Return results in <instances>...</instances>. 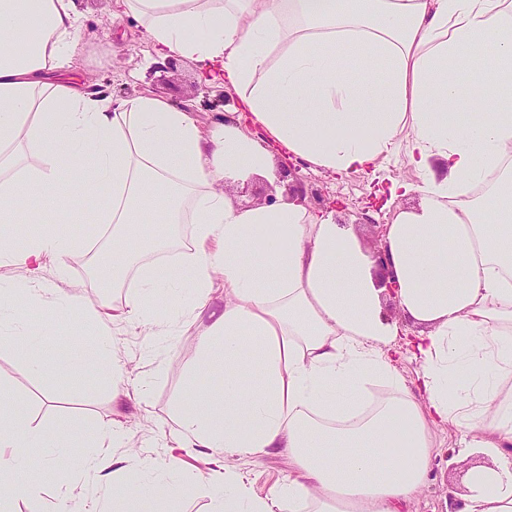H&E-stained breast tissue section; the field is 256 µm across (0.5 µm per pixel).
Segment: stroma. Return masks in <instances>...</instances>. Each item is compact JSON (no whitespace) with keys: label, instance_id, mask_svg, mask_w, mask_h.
Returning <instances> with one entry per match:
<instances>
[{"label":"stroma","instance_id":"obj_1","mask_svg":"<svg viewBox=\"0 0 512 512\" xmlns=\"http://www.w3.org/2000/svg\"><path fill=\"white\" fill-rule=\"evenodd\" d=\"M110 4L111 0H77L82 15L79 52L70 68L62 70V78L96 82L116 98L140 93L157 95L174 105L192 107L206 126L220 125L232 118L239 97L231 86L206 79L199 64L176 55L171 56L168 66L158 67L153 45L140 23L130 17L109 21ZM297 177L307 190V207L317 213L331 212L337 223L356 224L361 243L369 251L378 244L385 224L391 223L397 212L417 203L413 194L390 197L393 181L420 180L418 172L401 153L379 168L349 175L323 171L304 162ZM293 180L278 168L269 179L254 176L225 182L224 190L240 204L252 206L268 194L287 195ZM375 192L384 197L382 207L374 214L375 222L360 223L361 213ZM335 200L343 202V209H330V202ZM36 205L43 213V230L87 243L86 248L65 258L64 269L47 264L41 272L42 288L77 295L96 307L125 310L132 288L109 293L98 288L94 278L95 264L104 254L111 234L110 228L95 223L92 218L96 203H89L88 216L69 222L60 217L49 198H39ZM208 323V317L203 316L194 324L184 326L156 370L141 361L146 341L144 328L127 320L111 323V338L129 370L153 375L151 392L146 397L139 394L132 379L112 386L93 374L73 379L48 370L33 373L6 346H0V385L12 391L19 408L34 423L83 420L92 427H114L123 431L127 445L141 449L143 458L175 461L178 467L199 478L209 472L211 464L207 458L175 450L169 413L174 397H182L185 406L194 404L193 397L184 390L183 375L196 359L198 343ZM84 454V449H71L58 459L55 467L48 469L42 464L40 451H29L27 471L38 500L19 502L18 512H50L62 483L83 490L80 466ZM482 461V456L468 448L454 428L437 431L429 478L414 500L411 512H448L449 489L464 491L468 469ZM237 465L260 495L283 481L290 467L287 457L280 454L242 458Z\"/></svg>","mask_w":512,"mask_h":512}]
</instances>
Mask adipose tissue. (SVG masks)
<instances>
[{
  "instance_id": "1",
  "label": "adipose tissue",
  "mask_w": 512,
  "mask_h": 512,
  "mask_svg": "<svg viewBox=\"0 0 512 512\" xmlns=\"http://www.w3.org/2000/svg\"><path fill=\"white\" fill-rule=\"evenodd\" d=\"M113 13L138 20L158 58L218 66L239 93L237 121L208 130L159 96L116 99L57 80L79 47L76 0H0V213L16 222L0 231V265L26 272L0 283V342L36 373L127 376L108 336L92 365L47 346L57 320L96 311L39 286L45 262L84 242L35 232L32 198H53L71 220L106 191L112 205L95 220L111 225L112 254L96 279L118 288L137 272L125 316L146 326L147 357L210 315L184 379L196 405L172 404L178 447L224 458L207 478L218 489L210 512H406L440 426L484 458L467 472L460 512H512V209L501 193L512 169V0H115ZM271 141L334 173L401 151L420 173L397 183L419 202L381 241L394 300L420 328L416 385L393 363L399 328L382 315L386 288L355 225L291 198L247 207L223 191L271 173ZM86 157L89 174L74 180ZM146 224L192 225L194 245L164 267L142 263L169 242L141 238ZM217 288L224 308L212 312ZM35 304L47 310L38 335L17 320ZM205 375L210 390H197ZM12 406L0 388V512L31 493L27 449L50 468L86 438L70 423L31 425ZM122 441L100 434L85 481L125 473L124 456L98 453ZM270 453L292 471L260 497L236 461ZM189 480L171 466L102 499L66 487L52 512H173Z\"/></svg>"
}]
</instances>
